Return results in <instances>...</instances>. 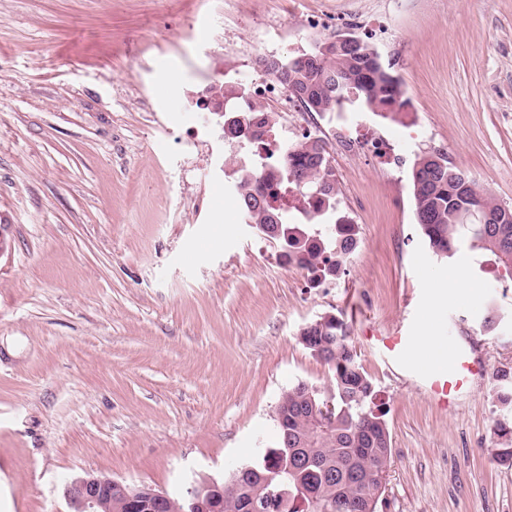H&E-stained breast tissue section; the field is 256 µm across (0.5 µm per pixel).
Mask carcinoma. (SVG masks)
Segmentation results:
<instances>
[{"instance_id":"carcinoma-1","label":"carcinoma","mask_w":512,"mask_h":512,"mask_svg":"<svg viewBox=\"0 0 512 512\" xmlns=\"http://www.w3.org/2000/svg\"><path fill=\"white\" fill-rule=\"evenodd\" d=\"M272 75L310 112L330 115L347 105L384 112L403 94L400 78L384 64L375 48L360 39L338 34L329 46L320 42L284 59H263ZM219 103L229 96L245 98L242 88L228 82L211 84ZM247 122L273 128L262 107L224 109ZM243 159L233 170L232 186L247 224H277L276 241L288 251V262L313 274L336 272L357 245V229L338 212L336 176L329 165L327 143L309 138L279 152L265 144L243 141ZM278 185L293 187L308 205V220L328 223L329 237L310 225L291 220L289 211L270 202ZM412 194L417 224L435 256L450 261L464 248L495 257L512 280V208L502 224L481 223L482 212L503 210L477 183L448 161L440 150L422 151L412 168ZM310 353L322 347L332 387L328 393L304 382L291 387L278 409L285 422L277 424L278 446L263 462L243 473L235 489L224 494V512H377L374 490L359 478L369 470H386L391 462V435L383 414L369 407L373 383L359 361L345 321L327 315L300 333ZM331 403L334 425L316 437L310 403ZM496 435L505 439L496 453L512 465V428L497 423Z\"/></svg>"}]
</instances>
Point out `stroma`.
<instances>
[{
  "label": "stroma",
  "mask_w": 512,
  "mask_h": 512,
  "mask_svg": "<svg viewBox=\"0 0 512 512\" xmlns=\"http://www.w3.org/2000/svg\"><path fill=\"white\" fill-rule=\"evenodd\" d=\"M345 32L403 95L311 129L358 226L317 281L244 223L240 149L195 99ZM430 149L512 207V0H0V512H70L64 489L89 473L178 498L261 462L282 395L331 383L300 341L327 315L386 413L378 512H512L494 433L512 281L490 254H433L411 191ZM424 313L485 368L449 410L367 343Z\"/></svg>",
  "instance_id": "35a3bbf8"
}]
</instances>
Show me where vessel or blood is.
<instances>
[{
    "label": "vessel or blood",
    "mask_w": 512,
    "mask_h": 512,
    "mask_svg": "<svg viewBox=\"0 0 512 512\" xmlns=\"http://www.w3.org/2000/svg\"><path fill=\"white\" fill-rule=\"evenodd\" d=\"M378 344L387 356L416 375L428 398L445 409L453 408L458 398L468 390L473 378L484 371L482 363L462 346L453 347L452 358L447 366L431 367L425 355L416 349L413 337H382Z\"/></svg>",
    "instance_id": "vessel-or-blood-1"
}]
</instances>
